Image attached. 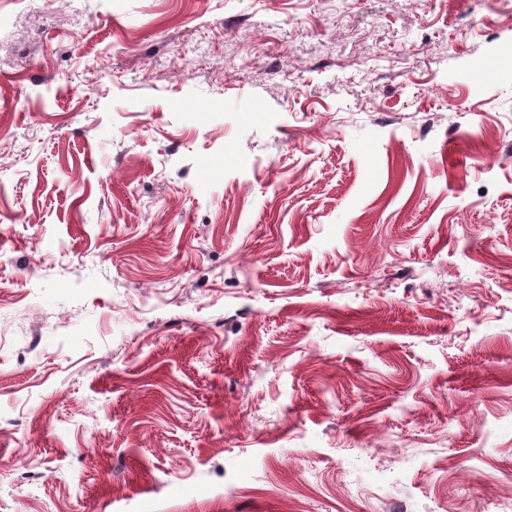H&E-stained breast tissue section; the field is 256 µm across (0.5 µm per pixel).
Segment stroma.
I'll return each mask as SVG.
<instances>
[{
	"label": "stroma",
	"mask_w": 512,
	"mask_h": 512,
	"mask_svg": "<svg viewBox=\"0 0 512 512\" xmlns=\"http://www.w3.org/2000/svg\"><path fill=\"white\" fill-rule=\"evenodd\" d=\"M401 507L512 512V0H0V512Z\"/></svg>",
	"instance_id": "stroma-1"
}]
</instances>
